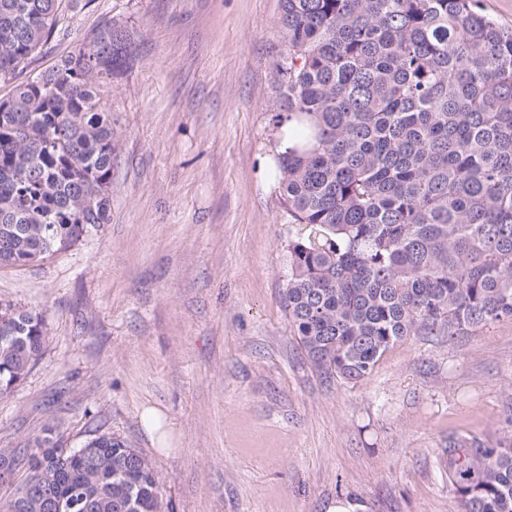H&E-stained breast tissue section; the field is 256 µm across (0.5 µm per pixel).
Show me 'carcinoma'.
Instances as JSON below:
<instances>
[{"label": "carcinoma", "instance_id": "obj_1", "mask_svg": "<svg viewBox=\"0 0 512 512\" xmlns=\"http://www.w3.org/2000/svg\"><path fill=\"white\" fill-rule=\"evenodd\" d=\"M61 0H0V78L48 38ZM286 44L277 157L293 223L282 302L315 369L368 379L421 331L467 336L512 321V29L474 0H280ZM107 24L0 101V265L42 260L109 219L112 114L101 88L126 65ZM43 316L0 321V397L38 363ZM91 463L48 435L0 448L57 489L56 512H165L149 460L110 434ZM462 512H512V436L448 443ZM22 480L0 512H46Z\"/></svg>", "mask_w": 512, "mask_h": 512}]
</instances>
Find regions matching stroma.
Masks as SVG:
<instances>
[{"instance_id": "1", "label": "stroma", "mask_w": 512, "mask_h": 512, "mask_svg": "<svg viewBox=\"0 0 512 512\" xmlns=\"http://www.w3.org/2000/svg\"><path fill=\"white\" fill-rule=\"evenodd\" d=\"M279 0H64L16 82L112 21L132 63L112 114L110 221L25 267L0 305L41 313L42 356L0 398V448L125 439L168 512H459L444 450L512 423V322L408 336L359 383L317 371L280 295L297 231L271 161Z\"/></svg>"}]
</instances>
